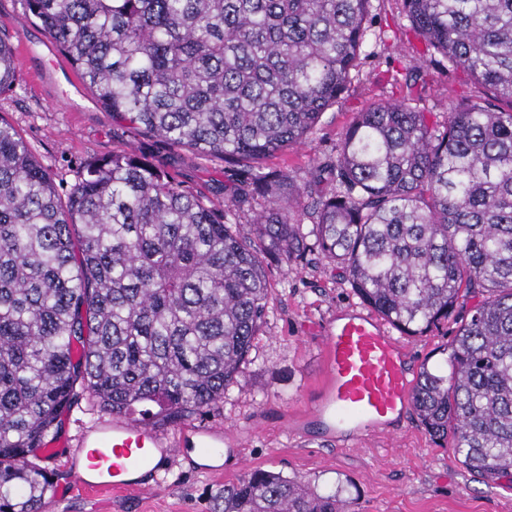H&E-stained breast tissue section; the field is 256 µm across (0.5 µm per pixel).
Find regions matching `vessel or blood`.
Instances as JSON below:
<instances>
[{
	"label": "vessel or blood",
	"instance_id": "1",
	"mask_svg": "<svg viewBox=\"0 0 512 512\" xmlns=\"http://www.w3.org/2000/svg\"><path fill=\"white\" fill-rule=\"evenodd\" d=\"M326 378L306 410V421L322 434L349 441L386 431L406 408L411 383L400 341L373 316L355 311L337 317L323 338ZM223 433L192 429L167 444L130 417L98 420L77 438L73 462L82 464L80 486L88 493L142 490L144 470L174 461L186 448L211 457L206 470L223 471Z\"/></svg>",
	"mask_w": 512,
	"mask_h": 512
}]
</instances>
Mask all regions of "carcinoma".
Segmentation results:
<instances>
[{
    "mask_svg": "<svg viewBox=\"0 0 512 512\" xmlns=\"http://www.w3.org/2000/svg\"><path fill=\"white\" fill-rule=\"evenodd\" d=\"M129 128L246 162L218 212L134 152L95 159L67 201L0 118V512H42L31 461L73 410L171 422L224 402L267 316L265 254L336 263L407 336L460 320L410 400L471 473L512 489V0H404V18L490 97L438 127L410 103L358 113L312 195L256 163L313 133L350 79L370 0H25ZM17 70L0 35V92ZM286 204L256 209L272 187ZM252 215L264 247L232 230ZM481 300L468 316L461 300ZM214 512H345L280 473L224 485Z\"/></svg>",
    "mask_w": 512,
    "mask_h": 512,
    "instance_id": "1",
    "label": "carcinoma"
}]
</instances>
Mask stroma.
<instances>
[{
    "instance_id": "1",
    "label": "stroma",
    "mask_w": 512,
    "mask_h": 512,
    "mask_svg": "<svg viewBox=\"0 0 512 512\" xmlns=\"http://www.w3.org/2000/svg\"><path fill=\"white\" fill-rule=\"evenodd\" d=\"M371 26L349 82L302 144L264 160L265 170L298 185L335 161L341 140L359 112L381 101L410 100L419 111L444 120L448 110L486 99V90L462 67L449 65L404 18L403 0H371ZM0 30L12 37L18 80L0 94V117L12 124L36 159L67 196L84 163L133 150L168 171L186 191L223 209L242 178L239 166L177 147L116 123L92 95L53 40L29 12L25 0H0ZM268 316L259 330L244 376L219 406L177 422H157L168 439L185 429L237 432L250 469L283 473L322 494L339 493L349 512H512V490L486 484L466 471L451 449L441 447L413 412L387 433L341 442L318 436L304 414L325 370L322 336L337 315L360 309L339 269L321 257L266 260ZM457 331L456 321L422 337H401L411 370ZM64 414L63 449L47 462L56 492L46 512H213L212 496L241 476L201 470L183 453L165 478H148L137 494L77 492L79 472L67 443L82 430Z\"/></svg>"
}]
</instances>
